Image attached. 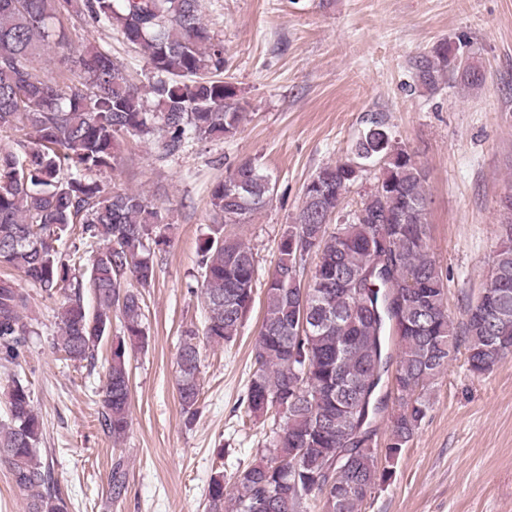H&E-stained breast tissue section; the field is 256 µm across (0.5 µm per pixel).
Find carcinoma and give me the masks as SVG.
<instances>
[{
	"mask_svg": "<svg viewBox=\"0 0 512 512\" xmlns=\"http://www.w3.org/2000/svg\"><path fill=\"white\" fill-rule=\"evenodd\" d=\"M73 13L109 25L146 55L156 111L97 49L79 54V88L34 66L37 49L66 44L64 19ZM415 70L431 90L448 74L478 81L475 67L456 62L443 44ZM222 73L224 47L204 24L200 0H0V132L13 136L0 150V268L61 297L53 348L71 362L94 364L112 310L119 312L122 335L113 341L102 388V423L116 443L131 425L127 349L148 342L143 297L125 280L140 288L153 282L166 245L164 216L144 194H107L87 174L117 168L126 135L153 139L166 155L234 135L245 108ZM353 154L356 160L326 166L307 183L295 223L281 235L245 401L247 415L272 422L273 436L254 463L210 479L208 512H307L312 501L321 512H359L413 440L429 409L425 391L456 354L465 350L477 376L512 354V198L505 199L511 217L481 293L495 314L478 318L481 306L472 302L456 321L448 315L447 276L431 254L425 171L377 122ZM363 161L381 163L376 193L362 202L363 217L331 232ZM269 195L253 159L228 165L211 190L221 223L197 252L206 323L201 332L183 331L177 358L178 399L191 418L201 396L199 336L216 345L235 341L255 302L256 254L224 226L249 223ZM83 246L95 247L85 269ZM311 253L319 262L306 280ZM30 303L28 293L0 278V362L23 356L33 333ZM7 404L0 461L15 490L29 512H65L51 471L37 460L41 425L29 386L12 380ZM382 420L389 422L383 460L373 449Z\"/></svg>",
	"mask_w": 512,
	"mask_h": 512,
	"instance_id": "cac0c4a2",
	"label": "carcinoma"
}]
</instances>
